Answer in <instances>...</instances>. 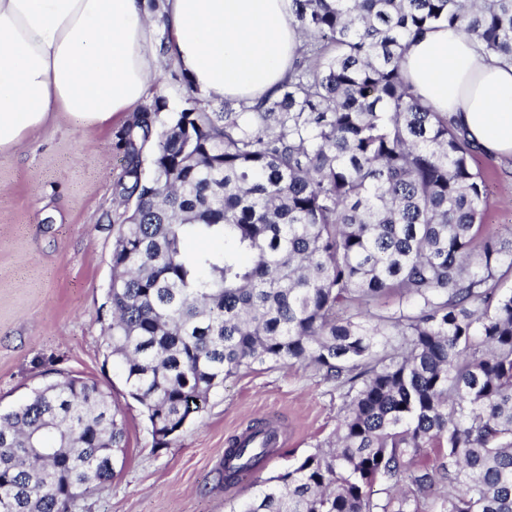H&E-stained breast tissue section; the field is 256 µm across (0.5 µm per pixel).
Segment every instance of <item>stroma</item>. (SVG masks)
<instances>
[{
	"label": "stroma",
	"instance_id": "stroma-1",
	"mask_svg": "<svg viewBox=\"0 0 512 512\" xmlns=\"http://www.w3.org/2000/svg\"><path fill=\"white\" fill-rule=\"evenodd\" d=\"M152 94L164 98L169 116L190 105L185 74L169 60ZM121 164L115 129H76L60 117L23 152L0 156V413L60 375L95 379L122 410L127 448L114 478L78 496L71 512H229L330 437L345 390L311 365H255L214 389L169 447L154 449L141 406L105 358L107 216ZM472 166L485 180V231L506 234L512 159L478 153ZM257 419L277 426L283 443L251 478L225 486L224 451Z\"/></svg>",
	"mask_w": 512,
	"mask_h": 512
}]
</instances>
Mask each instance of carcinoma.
<instances>
[{
    "instance_id": "1",
    "label": "carcinoma",
    "mask_w": 512,
    "mask_h": 512,
    "mask_svg": "<svg viewBox=\"0 0 512 512\" xmlns=\"http://www.w3.org/2000/svg\"><path fill=\"white\" fill-rule=\"evenodd\" d=\"M292 9L326 54L275 97L167 122L158 97L117 131L106 358L157 448L253 364H310L348 387L334 434L232 512H430L440 485L437 512H512V230L480 236L475 148L401 69L406 41L439 23L512 63V0ZM192 236L229 248L191 254ZM390 293L397 308L373 311ZM275 436L257 422L232 439L224 483L254 474ZM124 448L96 380L45 384L0 413V512H69Z\"/></svg>"
}]
</instances>
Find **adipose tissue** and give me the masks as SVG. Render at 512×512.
I'll return each instance as SVG.
<instances>
[{
    "label": "adipose tissue",
    "mask_w": 512,
    "mask_h": 512,
    "mask_svg": "<svg viewBox=\"0 0 512 512\" xmlns=\"http://www.w3.org/2000/svg\"><path fill=\"white\" fill-rule=\"evenodd\" d=\"M291 0H0V155L55 117L105 128L150 95L161 60L207 99L275 94L303 42ZM402 72L479 152L512 157V64L442 25L410 39Z\"/></svg>",
    "instance_id": "adipose-tissue-1"
}]
</instances>
